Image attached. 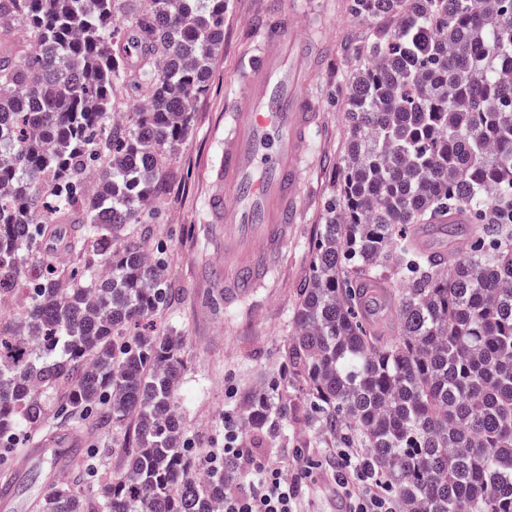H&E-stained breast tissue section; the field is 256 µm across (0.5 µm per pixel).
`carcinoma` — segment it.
<instances>
[{"mask_svg": "<svg viewBox=\"0 0 512 512\" xmlns=\"http://www.w3.org/2000/svg\"><path fill=\"white\" fill-rule=\"evenodd\" d=\"M116 4L0 0V298L18 306L0 317V448L132 418L125 470L94 496L52 485L39 512H223L224 473L199 476L182 428L183 338L131 332L169 297L131 225L188 132L224 0H147L134 69ZM351 10L394 25L361 48L285 378L254 392L245 426L280 430L302 405L367 449L400 512H512V0ZM125 83L147 104L118 122ZM434 217L465 242L446 266L409 233ZM374 280L398 288L394 336L362 317Z\"/></svg>", "mask_w": 512, "mask_h": 512, "instance_id": "carcinoma-1", "label": "carcinoma"}]
</instances>
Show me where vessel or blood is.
Segmentation results:
<instances>
[{"mask_svg":"<svg viewBox=\"0 0 512 512\" xmlns=\"http://www.w3.org/2000/svg\"><path fill=\"white\" fill-rule=\"evenodd\" d=\"M296 11L273 8L259 54L225 105L224 163L208 197L224 227V298L248 297L269 269L271 254L296 223L297 190L315 114L302 103L305 38L295 35Z\"/></svg>","mask_w":512,"mask_h":512,"instance_id":"vessel-or-blood-1","label":"vessel or blood"}]
</instances>
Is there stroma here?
<instances>
[{
	"mask_svg": "<svg viewBox=\"0 0 512 512\" xmlns=\"http://www.w3.org/2000/svg\"><path fill=\"white\" fill-rule=\"evenodd\" d=\"M269 0H224V43L210 64L205 92L195 101L186 137L168 157L170 178L145 223L133 225L149 251L167 261L171 297L153 319L151 332L184 336L185 373L179 390L183 430L196 454L224 443V417L242 419L250 395L282 375L280 348L292 331L294 307L311 275L312 248L342 179L348 138L344 105L349 75L370 23L355 19L350 0H315L296 33L323 37L327 49L311 69L305 94L318 114L303 163L299 216L268 278L249 298L225 304L224 236L209 224L206 208L211 181L222 161L224 106L256 52L257 25ZM133 421L120 427L87 426L81 448L97 458L94 483L123 472ZM248 443L259 453L286 455L301 449L323 486L306 495L302 512H344L334 485L325 481L335 462L333 440L304 416L288 422L274 437L253 432Z\"/></svg>",
	"mask_w": 512,
	"mask_h": 512,
	"instance_id": "stroma-1",
	"label": "stroma"
}]
</instances>
